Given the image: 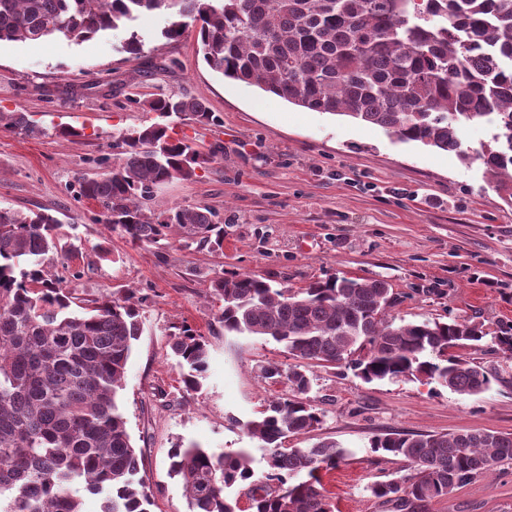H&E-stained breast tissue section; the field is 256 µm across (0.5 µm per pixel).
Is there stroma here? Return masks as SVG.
Returning <instances> with one entry per match:
<instances>
[{
	"label": "stroma",
	"instance_id": "1",
	"mask_svg": "<svg viewBox=\"0 0 512 512\" xmlns=\"http://www.w3.org/2000/svg\"><path fill=\"white\" fill-rule=\"evenodd\" d=\"M167 18L149 13L134 28L142 55L123 51L124 30L76 44L50 37L0 43V112L26 113L42 130H0V205L49 209L81 255L68 279L86 301L136 289L141 334L128 360L121 401L142 459L151 512H189L181 482L169 474V451L196 444L235 453L249 449L245 430L270 401L289 396L262 368L290 365L281 345L261 336L225 334L210 296L224 270L249 272L297 291L329 277L385 280L396 323L473 318L494 332L512 321V206L494 190L481 161L401 143L381 128L311 112L224 78L203 62L194 31L161 37ZM184 93L202 99L214 123L178 121V136L201 153L224 156L194 177L160 186L151 203L207 207L224 226L222 250L132 244L102 221L100 205L79 197L83 177L102 173L119 133L155 122L142 100ZM201 333L209 367L202 388L183 390L174 335L182 324ZM493 376L489 390L463 396L418 380L367 383L336 367L310 364L308 394L323 414L319 436L350 451L324 479L335 512H389L374 483L406 473L381 461L372 439L390 433L462 430L512 433V358L491 340L462 349ZM431 512H512V461L475 477Z\"/></svg>",
	"mask_w": 512,
	"mask_h": 512
}]
</instances>
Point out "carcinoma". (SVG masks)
Returning <instances> with one entry per match:
<instances>
[{"instance_id": "obj_1", "label": "carcinoma", "mask_w": 512, "mask_h": 512, "mask_svg": "<svg viewBox=\"0 0 512 512\" xmlns=\"http://www.w3.org/2000/svg\"><path fill=\"white\" fill-rule=\"evenodd\" d=\"M171 17L162 35L197 32L203 61L224 77L294 106L382 128L402 142L479 159L493 188L512 205V0H0V42L51 36L84 42L125 29V50L143 52L133 23L146 12ZM160 121L127 131L112 148V169L84 177L79 195L96 201L104 223L129 241L172 236L223 248L224 226L206 208L148 207L153 189L224 153L207 155L173 136L168 118L214 121L201 99L177 93L144 101ZM492 117L491 139L464 146L465 126ZM0 128L39 135L24 112H1ZM61 221L49 210L0 206V512H82L81 493L102 497L101 512H150V496L126 428L119 392L133 341L141 334L143 298L125 289L73 309L66 277L47 270ZM224 331L264 336L297 364L262 368L293 396L246 424L261 442L266 467L245 451L173 448L191 512H239L228 490L245 485L252 512H334L321 472L346 452L320 439L309 448L282 440L319 428L322 413L306 398L311 379L299 362L350 370L361 379H424L460 395L489 389L482 366L453 353L487 336L484 324L450 317L397 324L384 280L332 277L292 292L263 278L223 271L211 280ZM493 342L512 356V322ZM172 350L186 391L207 369L205 337L180 328ZM372 451L400 458L414 473L371 486L393 512H430L433 500L498 463L512 461V434L462 431L379 437Z\"/></svg>"}]
</instances>
